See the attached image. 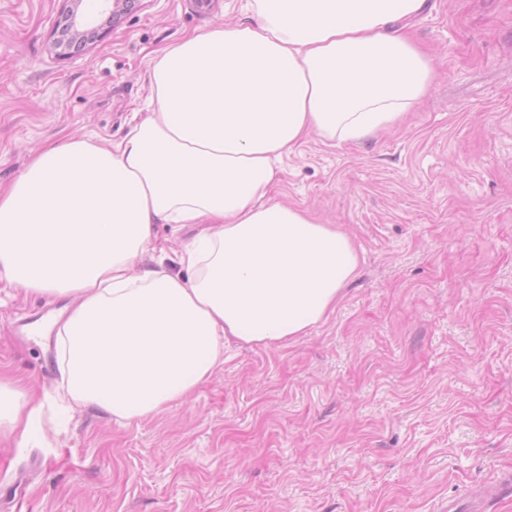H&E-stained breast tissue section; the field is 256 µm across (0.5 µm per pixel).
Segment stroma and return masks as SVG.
I'll return each mask as SVG.
<instances>
[{"instance_id":"1","label":"stroma","mask_w":512,"mask_h":512,"mask_svg":"<svg viewBox=\"0 0 512 512\" xmlns=\"http://www.w3.org/2000/svg\"><path fill=\"white\" fill-rule=\"evenodd\" d=\"M64 0H0V184L40 147L121 139L156 51L246 21V0L97 9L61 54ZM434 79L404 123L356 144L308 135L272 196L364 256L329 317L283 346H224L188 399L120 424L66 408L55 346L17 335L59 309L0 283V375L33 387L31 437L0 434V512H470L512 472V0H427ZM192 225L143 267L179 272Z\"/></svg>"}]
</instances>
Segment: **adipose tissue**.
Wrapping results in <instances>:
<instances>
[{
  "instance_id": "ef3b65f1",
  "label": "adipose tissue",
  "mask_w": 512,
  "mask_h": 512,
  "mask_svg": "<svg viewBox=\"0 0 512 512\" xmlns=\"http://www.w3.org/2000/svg\"><path fill=\"white\" fill-rule=\"evenodd\" d=\"M425 0H248L249 19L167 47L154 108L120 140L44 148L0 191V280L67 300L63 395L130 423L184 399L224 342L281 346L327 319L361 258L339 226L269 201L310 132L364 142L424 97L430 60L403 24ZM157 224H197L184 274L144 268ZM0 381V429L35 430Z\"/></svg>"
}]
</instances>
